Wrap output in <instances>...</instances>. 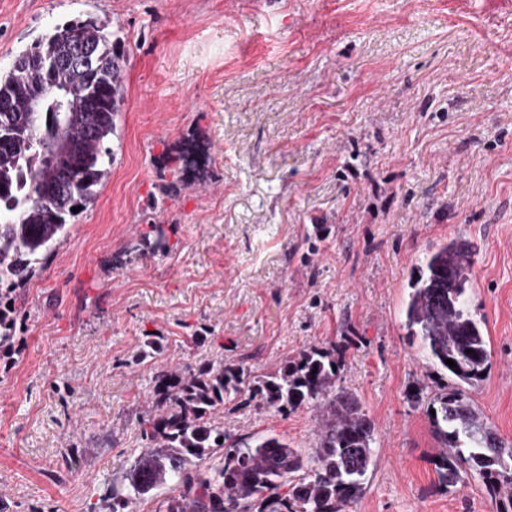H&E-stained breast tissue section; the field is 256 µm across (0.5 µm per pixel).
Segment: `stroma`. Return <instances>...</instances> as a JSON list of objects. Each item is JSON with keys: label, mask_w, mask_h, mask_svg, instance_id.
<instances>
[{"label": "stroma", "mask_w": 512, "mask_h": 512, "mask_svg": "<svg viewBox=\"0 0 512 512\" xmlns=\"http://www.w3.org/2000/svg\"><path fill=\"white\" fill-rule=\"evenodd\" d=\"M88 15L124 40L125 104L94 204L16 290L0 512H88L143 445L157 369L271 374L309 348L335 349L375 426L348 512H497L478 475L438 481L425 401L449 379L404 306L429 247L474 245L490 368L471 399L512 442V0H0V71ZM188 139L209 161L163 193ZM151 223L169 250L131 252ZM223 421L242 442L315 444L307 406L232 396Z\"/></svg>", "instance_id": "obj_1"}]
</instances>
